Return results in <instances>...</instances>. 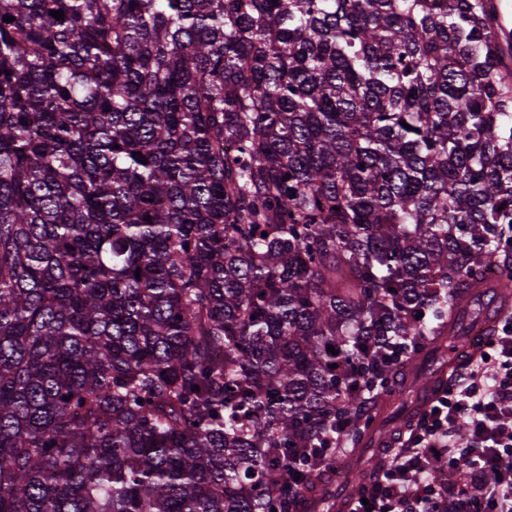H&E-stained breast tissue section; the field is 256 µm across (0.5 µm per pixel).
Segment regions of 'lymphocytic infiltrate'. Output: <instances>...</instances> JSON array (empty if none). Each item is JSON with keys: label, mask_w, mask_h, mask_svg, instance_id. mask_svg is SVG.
<instances>
[{"label": "lymphocytic infiltrate", "mask_w": 512, "mask_h": 512, "mask_svg": "<svg viewBox=\"0 0 512 512\" xmlns=\"http://www.w3.org/2000/svg\"><path fill=\"white\" fill-rule=\"evenodd\" d=\"M487 347L394 438L388 466L353 512H512V316ZM434 459L466 470L468 481H427Z\"/></svg>", "instance_id": "1"}]
</instances>
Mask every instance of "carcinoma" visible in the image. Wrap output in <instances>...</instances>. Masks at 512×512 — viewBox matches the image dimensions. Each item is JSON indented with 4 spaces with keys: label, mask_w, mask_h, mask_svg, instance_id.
Segmentation results:
<instances>
[{
    "label": "carcinoma",
    "mask_w": 512,
    "mask_h": 512,
    "mask_svg": "<svg viewBox=\"0 0 512 512\" xmlns=\"http://www.w3.org/2000/svg\"><path fill=\"white\" fill-rule=\"evenodd\" d=\"M500 31L494 0H0V512H301L338 426L359 487L395 376L417 400L488 269L512 294Z\"/></svg>",
    "instance_id": "1"
}]
</instances>
